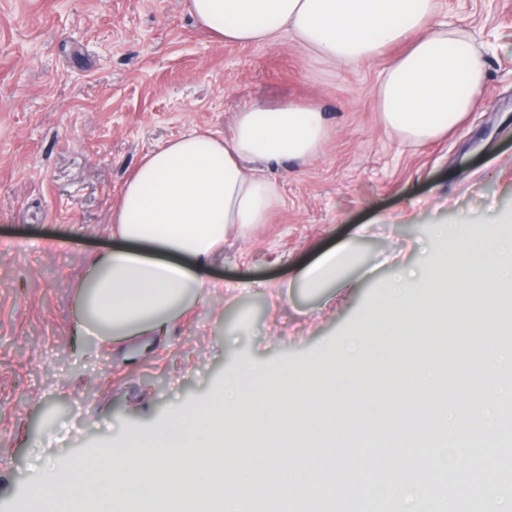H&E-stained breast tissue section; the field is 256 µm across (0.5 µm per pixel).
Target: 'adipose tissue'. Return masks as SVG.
Here are the masks:
<instances>
[{"mask_svg": "<svg viewBox=\"0 0 512 512\" xmlns=\"http://www.w3.org/2000/svg\"><path fill=\"white\" fill-rule=\"evenodd\" d=\"M196 25L231 43L291 34L304 51L341 65L372 63L409 42L377 88L384 130L420 145L456 127L485 87L472 41L436 20V0H184ZM328 133L312 105L250 108L230 133L197 131L143 157L113 208L120 246L101 252L79 281L80 335L124 341L167 335L189 307L205 301V273L226 234L267 223L281 203L276 185L248 168L255 160L303 162ZM342 245L300 269L302 288H324L352 262Z\"/></svg>", "mask_w": 512, "mask_h": 512, "instance_id": "adipose-tissue-1", "label": "adipose tissue"}]
</instances>
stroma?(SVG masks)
Returning a JSON list of instances; mask_svg holds the SVG:
<instances>
[{
  "mask_svg": "<svg viewBox=\"0 0 512 512\" xmlns=\"http://www.w3.org/2000/svg\"><path fill=\"white\" fill-rule=\"evenodd\" d=\"M486 65L483 97L419 147L386 135L376 89L401 55L334 66L274 43L224 44L183 0H0V512H36L45 467L149 437L205 404L240 365L297 378L335 360L393 262L415 263L436 224L512 214V0H437ZM315 105L329 129L307 163L264 166L281 205L224 240L209 280L222 307L186 310L170 335L74 337L75 286L115 244L112 206L149 151L195 127L227 134L236 112ZM352 244L357 289L291 286L324 250Z\"/></svg>",
  "mask_w": 512,
  "mask_h": 512,
  "instance_id": "stroma-1",
  "label": "stroma"
}]
</instances>
